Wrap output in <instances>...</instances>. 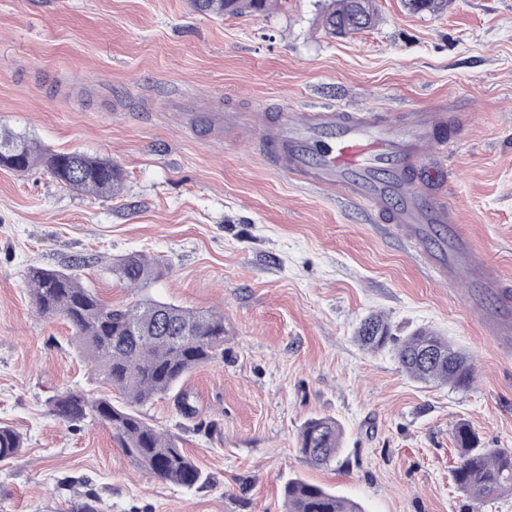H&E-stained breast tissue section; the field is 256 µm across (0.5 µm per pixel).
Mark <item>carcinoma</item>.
Listing matches in <instances>:
<instances>
[{
	"instance_id": "carcinoma-1",
	"label": "carcinoma",
	"mask_w": 512,
	"mask_h": 512,
	"mask_svg": "<svg viewBox=\"0 0 512 512\" xmlns=\"http://www.w3.org/2000/svg\"><path fill=\"white\" fill-rule=\"evenodd\" d=\"M193 9L213 18L226 15H257L268 0H191ZM415 12L438 13L448 0H407ZM375 22L373 0H332L322 24L332 35L366 29ZM43 166L60 184L98 197L118 194L122 170L110 160L78 151L55 152L24 133L0 126V167L26 171ZM130 287H144L161 274V267L141 254L125 258L117 268ZM38 315L66 320L77 337L80 353L120 400L92 397L68 390L48 399L50 411L68 424L86 420L112 429L126 456L142 471L163 481L192 488L203 480L194 460L176 438L147 422L139 407L166 394L194 370L224 356V314L196 311L171 303L140 299L114 308L103 302L79 277L68 270L30 269L27 277ZM357 341L370 350L394 351L400 367L414 379L448 384L456 390L469 388L475 368L471 357L444 336L419 329L398 338L380 315L364 319ZM434 347L442 359L420 360V352ZM459 463L452 471L457 489L479 502H490L512 492V448H484L467 425L455 429ZM343 429L330 416L312 417L298 435V452L309 467L335 462L342 449ZM23 448L21 436L0 426V462L15 458ZM287 512H362L360 506L320 486L290 479L284 486Z\"/></svg>"
}]
</instances>
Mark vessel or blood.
<instances>
[{"label":"vessel or blood","mask_w":512,"mask_h":512,"mask_svg":"<svg viewBox=\"0 0 512 512\" xmlns=\"http://www.w3.org/2000/svg\"><path fill=\"white\" fill-rule=\"evenodd\" d=\"M441 112H423L411 119L378 120L334 108L285 111L273 126H260L259 147L276 169L322 188L339 187L374 211L391 207L400 172L423 166L437 145L435 130L444 125ZM416 243H425L434 225L448 222L443 205L408 194L395 213ZM452 256H432L444 281L466 283L497 292L499 305L482 322L498 347L512 346V294L498 273L475 255L459 232H452Z\"/></svg>","instance_id":"vessel-or-blood-1"}]
</instances>
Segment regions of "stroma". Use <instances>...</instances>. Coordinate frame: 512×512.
<instances>
[{
    "instance_id": "35a3bbf8",
    "label": "stroma",
    "mask_w": 512,
    "mask_h": 512,
    "mask_svg": "<svg viewBox=\"0 0 512 512\" xmlns=\"http://www.w3.org/2000/svg\"><path fill=\"white\" fill-rule=\"evenodd\" d=\"M371 28L322 26L326 0H274L261 15L215 19L190 0H0V124L57 152L78 150L123 171L117 195L64 187L41 166L0 168V426L24 444L0 462V512H285L291 478L364 512H512V494L478 503L457 490L453 433L512 448V354L497 350L463 288L437 280L425 251L346 192L307 187L271 168L257 130L182 112L335 107L376 118L448 116L446 150L413 182L449 206L474 252L512 287V0H448L415 13L373 0ZM183 101L182 112L164 108ZM163 276L131 290L125 256ZM76 268L113 307L152 297L219 310L224 357L180 391L143 406L175 435L206 481L187 489L138 469L102 424L69 425L49 397L110 389L69 325L36 314L31 267ZM382 315L396 335L448 337L475 364L471 389L409 377L390 350L355 336ZM186 392L193 416L177 407ZM342 424L336 465L307 467L301 425Z\"/></svg>"
}]
</instances>
